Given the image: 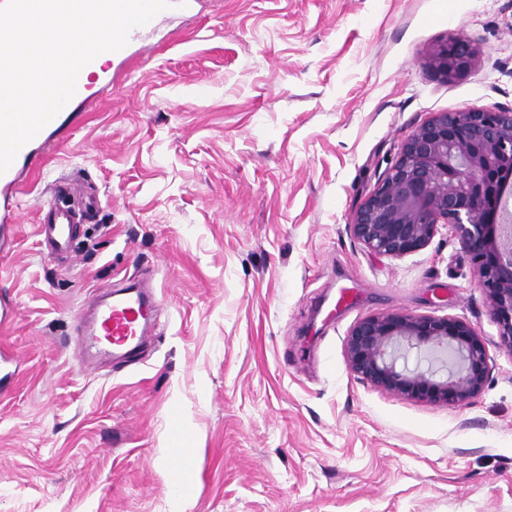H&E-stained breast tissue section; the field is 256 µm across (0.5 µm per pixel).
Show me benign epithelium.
Instances as JSON below:
<instances>
[{"label": "benign epithelium", "instance_id": "1", "mask_svg": "<svg viewBox=\"0 0 512 512\" xmlns=\"http://www.w3.org/2000/svg\"><path fill=\"white\" fill-rule=\"evenodd\" d=\"M476 55L456 35L436 46L426 65L448 78L466 72ZM512 110L442 112L402 144L387 175L355 213L349 229L370 252L402 257L424 249L442 227L459 237L512 352ZM424 347L459 365L436 377L431 368L398 366L397 351ZM350 369L393 394L460 405L483 390L486 343L467 321L448 316L388 313L357 321L346 339Z\"/></svg>", "mask_w": 512, "mask_h": 512}]
</instances>
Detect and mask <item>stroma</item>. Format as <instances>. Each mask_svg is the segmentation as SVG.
Returning <instances> with one entry per match:
<instances>
[{
	"instance_id": "obj_1",
	"label": "stroma",
	"mask_w": 512,
	"mask_h": 512,
	"mask_svg": "<svg viewBox=\"0 0 512 512\" xmlns=\"http://www.w3.org/2000/svg\"><path fill=\"white\" fill-rule=\"evenodd\" d=\"M458 34L471 69L427 68ZM92 90L20 166L0 252V512H512V352L468 253L448 228L400 259L348 230L424 121L512 109V0H197ZM73 179L99 205L51 260L37 208ZM130 278L160 300L153 341L91 358L75 320ZM392 312L470 322L482 392L439 405L354 375L350 328Z\"/></svg>"
}]
</instances>
